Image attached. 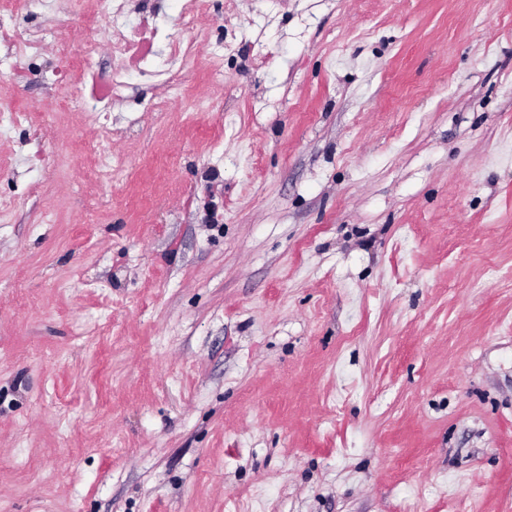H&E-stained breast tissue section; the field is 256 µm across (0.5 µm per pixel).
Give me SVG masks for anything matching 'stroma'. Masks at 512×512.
Instances as JSON below:
<instances>
[{
	"instance_id": "1",
	"label": "stroma",
	"mask_w": 512,
	"mask_h": 512,
	"mask_svg": "<svg viewBox=\"0 0 512 512\" xmlns=\"http://www.w3.org/2000/svg\"><path fill=\"white\" fill-rule=\"evenodd\" d=\"M188 4L0 6V512H512V0Z\"/></svg>"
}]
</instances>
